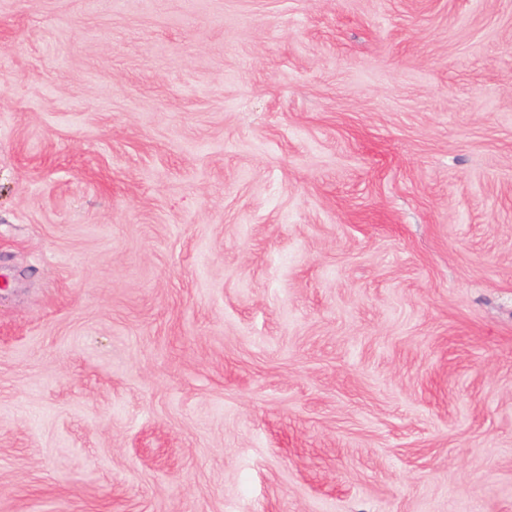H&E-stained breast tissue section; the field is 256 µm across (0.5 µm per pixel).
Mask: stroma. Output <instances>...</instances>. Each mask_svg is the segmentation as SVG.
<instances>
[{
    "mask_svg": "<svg viewBox=\"0 0 512 512\" xmlns=\"http://www.w3.org/2000/svg\"><path fill=\"white\" fill-rule=\"evenodd\" d=\"M0 512H512V0H0Z\"/></svg>",
    "mask_w": 512,
    "mask_h": 512,
    "instance_id": "stroma-1",
    "label": "stroma"
}]
</instances>
